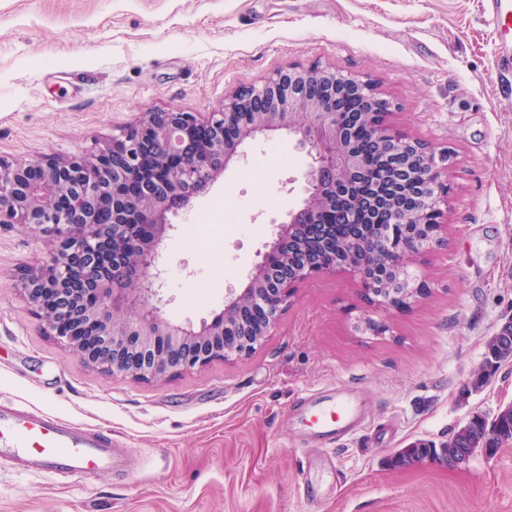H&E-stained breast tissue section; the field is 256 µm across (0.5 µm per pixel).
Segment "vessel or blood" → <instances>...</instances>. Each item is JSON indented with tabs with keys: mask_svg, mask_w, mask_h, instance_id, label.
<instances>
[{
	"mask_svg": "<svg viewBox=\"0 0 512 512\" xmlns=\"http://www.w3.org/2000/svg\"><path fill=\"white\" fill-rule=\"evenodd\" d=\"M483 15L493 33L512 30V0H484ZM308 413L321 443L334 445L358 424L359 394L353 389L337 391L335 398L312 403ZM1 459L13 461L25 473L108 472L113 468L112 439L50 413L6 407L0 409Z\"/></svg>",
	"mask_w": 512,
	"mask_h": 512,
	"instance_id": "b4317fda",
	"label": "vessel or blood"
}]
</instances>
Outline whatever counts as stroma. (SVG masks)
<instances>
[{
	"label": "stroma",
	"mask_w": 512,
	"mask_h": 512,
	"mask_svg": "<svg viewBox=\"0 0 512 512\" xmlns=\"http://www.w3.org/2000/svg\"><path fill=\"white\" fill-rule=\"evenodd\" d=\"M482 0H0V159L95 149L140 113L216 111L225 93L297 63L372 78L388 121L448 170V245L428 295L379 313L347 277L302 283L263 345L163 381L103 373L45 336L13 279L49 237L0 226V403L109 431L121 464L71 477L0 460V512H512V441L460 469L394 465L512 404V363L462 397L512 320V74ZM238 159L159 241L166 318L197 328L243 288L304 196L309 159L286 132ZM358 388L361 426L311 443L302 397Z\"/></svg>",
	"instance_id": "35a3bbf8"
}]
</instances>
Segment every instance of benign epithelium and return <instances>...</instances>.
<instances>
[{
    "instance_id": "7a95c632",
    "label": "benign epithelium",
    "mask_w": 512,
    "mask_h": 512,
    "mask_svg": "<svg viewBox=\"0 0 512 512\" xmlns=\"http://www.w3.org/2000/svg\"><path fill=\"white\" fill-rule=\"evenodd\" d=\"M310 79L362 96L371 111L356 121L368 125L393 158L414 153L415 173L407 182L415 206L394 207L383 220L426 227L413 248L382 235L373 251L351 238L338 257L300 263L282 250L283 240L306 231L319 234L331 224L355 223L361 207L352 199L338 211L331 200L360 161L341 128L336 95H308L303 83ZM388 110L371 81L317 63L299 64L229 92L220 110L206 116L144 112L124 133L86 156L16 163L0 159V224L37 228L55 243L44 261L16 269L17 287L47 335L88 365L140 381H161L215 360L250 356L307 280L345 273L377 309L406 308L425 292L422 276L410 270L411 258L442 244L448 173L434 168L429 144L410 140L387 123ZM230 124L238 127L241 142L259 132L288 130L311 158L304 173L306 197L287 213L248 284L230 290L224 310L194 331L172 324L152 303L160 278L154 247L169 227L168 216L188 209L236 156L238 146L224 141V126ZM144 144L162 163L150 189L137 185L130 172ZM74 194V207H57L61 196ZM380 250L394 255L396 282L389 285L367 276ZM247 307L257 311L260 324L243 320Z\"/></svg>"
}]
</instances>
